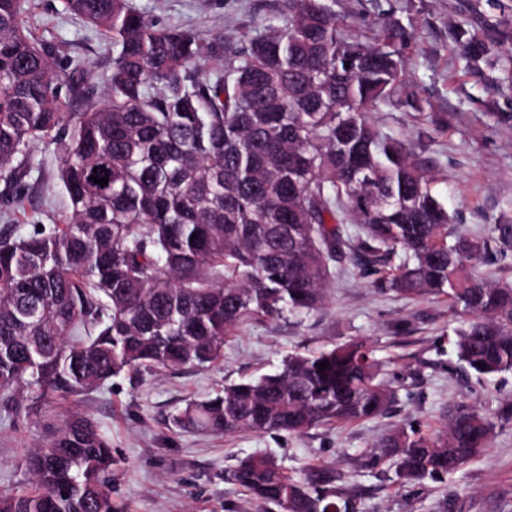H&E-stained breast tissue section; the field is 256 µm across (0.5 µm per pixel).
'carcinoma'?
I'll list each match as a JSON object with an SVG mask.
<instances>
[{
	"label": "carcinoma",
	"instance_id": "obj_1",
	"mask_svg": "<svg viewBox=\"0 0 512 512\" xmlns=\"http://www.w3.org/2000/svg\"><path fill=\"white\" fill-rule=\"evenodd\" d=\"M284 2L282 17L227 44L161 27L128 0H64L112 42L99 104L24 29L25 0H0V178L24 187L32 145L58 144L68 196L51 224L26 235L0 227L5 409L21 394L36 405L77 399L123 372L210 366L243 323L321 308L346 257L399 295L448 298L463 319L453 341L462 369L512 370V282L477 269L482 255L512 251V224L453 235L434 176L371 118L414 104L401 98L413 32L389 23L365 43L326 0ZM453 38L469 64L496 48L465 21ZM348 224L359 228L353 244ZM379 375L362 340L295 352L278 373L186 403L172 423L302 435L377 419L397 400ZM498 419H512V404L496 419L459 404L435 433L389 430L371 458L394 461L404 483L442 479L489 447ZM42 429L24 458L31 481L0 495V512H124L112 499V445L94 421L63 412ZM224 474L258 512H355L326 464L290 474L256 455Z\"/></svg>",
	"mask_w": 512,
	"mask_h": 512
}]
</instances>
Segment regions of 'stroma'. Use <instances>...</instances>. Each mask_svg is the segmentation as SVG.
<instances>
[{
  "mask_svg": "<svg viewBox=\"0 0 512 512\" xmlns=\"http://www.w3.org/2000/svg\"><path fill=\"white\" fill-rule=\"evenodd\" d=\"M162 26L195 29L206 39L237 41L250 27L281 15L283 0H129ZM337 19L370 40L382 22L414 31L407 54V91L420 110L390 106L374 113L380 129L409 140L436 177L454 228L487 237L512 224V64L467 67L453 48L455 23L512 49V0H329ZM25 24L55 47L62 78L74 77L102 94L112 69L103 32L67 14L63 0H28ZM61 152L36 144L23 204L0 180V225L22 232L49 224L66 207L58 181ZM459 317L447 298L414 299L376 287L350 264H335L323 308L250 321L226 336L224 359L212 366L124 373L76 404L112 444V497L127 512H257L249 495L224 479L238 460L263 454L289 472L334 466L359 497V512H512V421L499 423L489 448L439 480L400 482L393 465L368 463L373 444L400 424L425 433L440 429L449 407L464 402L497 416L512 400V371L486 378L466 374L453 351ZM351 339L373 346L385 377L399 389L388 415L320 426L302 435L240 432L214 436L174 427L172 415L188 401L224 385L280 371L294 352H312ZM42 440L36 411L18 417L0 407V494L29 480L26 452Z\"/></svg>",
  "mask_w": 512,
  "mask_h": 512,
  "instance_id": "obj_1",
  "label": "stroma"
}]
</instances>
